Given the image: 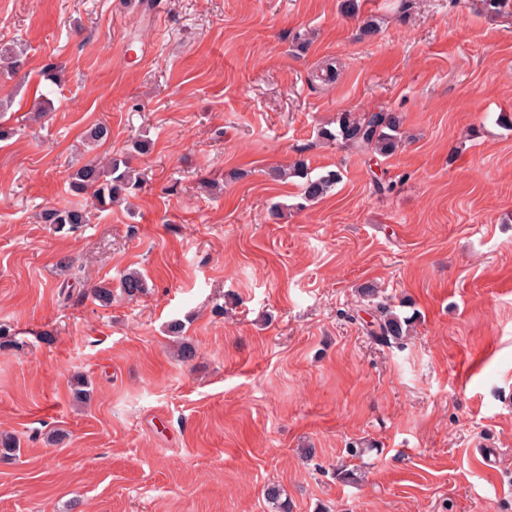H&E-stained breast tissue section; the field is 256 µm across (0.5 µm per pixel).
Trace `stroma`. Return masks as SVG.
<instances>
[{
	"instance_id": "35a3bbf8",
	"label": "stroma",
	"mask_w": 512,
	"mask_h": 512,
	"mask_svg": "<svg viewBox=\"0 0 512 512\" xmlns=\"http://www.w3.org/2000/svg\"><path fill=\"white\" fill-rule=\"evenodd\" d=\"M150 2L0 0V44L26 53L0 75V512H274L271 485L291 512H512V17ZM379 109L402 118L393 155L319 134ZM100 122L99 152L150 140L145 181L56 231L39 216L73 202ZM298 161L341 180L302 203L267 174ZM132 268L143 294L93 299ZM368 283L412 317L402 341L370 335Z\"/></svg>"
}]
</instances>
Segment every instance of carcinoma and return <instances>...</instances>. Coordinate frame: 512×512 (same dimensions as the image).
<instances>
[{
    "mask_svg": "<svg viewBox=\"0 0 512 512\" xmlns=\"http://www.w3.org/2000/svg\"><path fill=\"white\" fill-rule=\"evenodd\" d=\"M484 11L491 17H512V0H482ZM24 62V49L14 44L0 45V73L16 71ZM336 131H321L326 140H341L342 144L360 153L373 152L390 156L396 152L401 141V117L384 110L373 112H341L336 117ZM269 176L275 181L290 177L303 179L301 197L307 202H316L326 196L338 183L340 174L328 170L316 177L309 176L304 163L298 162L289 169L275 166ZM71 190L77 194H91L88 206L71 204L43 211L41 222L51 224L57 230L72 232L89 223L91 209L106 210L115 203L135 196L141 188L140 173L133 169L125 156H96L70 175ZM146 290V281L138 270L123 274L120 281L121 294L134 299ZM379 318L373 323L371 333L384 339L400 340L408 335L410 319L400 317L382 303L376 304Z\"/></svg>",
    "mask_w": 512,
    "mask_h": 512,
    "instance_id": "1",
    "label": "carcinoma"
}]
</instances>
